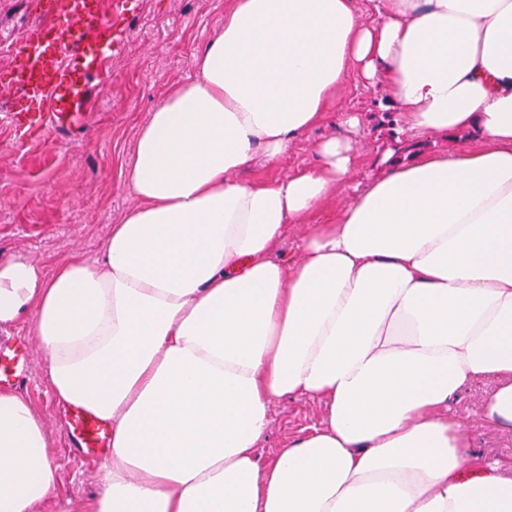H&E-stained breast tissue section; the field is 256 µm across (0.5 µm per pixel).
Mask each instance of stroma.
I'll list each match as a JSON object with an SVG mask.
<instances>
[{"mask_svg": "<svg viewBox=\"0 0 512 512\" xmlns=\"http://www.w3.org/2000/svg\"><path fill=\"white\" fill-rule=\"evenodd\" d=\"M226 0H131L123 20L125 45L113 56L99 86L98 110L83 142L52 145L18 142L0 120V260L21 254L44 271L73 252L90 261L110 225L133 204L120 172L130 160L138 128L154 102L191 74L193 53L221 27ZM41 0H0V38L19 36L36 24ZM382 88L367 86L348 73L337 107L359 113L361 133L351 182H364L381 152L394 138L410 141L400 113L387 108ZM8 347L27 346L28 381L22 394L43 417L51 439L60 440L54 456L64 488L42 512H88L99 486V459L79 454L65 442V408L59 405L44 373L45 355L34 346L27 321L5 332ZM480 387L464 390L454 408L474 425L476 451L490 458H512V433L479 426ZM321 407L304 399H288L273 409L270 428L258 450L267 461L274 450L317 424Z\"/></svg>", "mask_w": 512, "mask_h": 512, "instance_id": "stroma-1", "label": "stroma"}]
</instances>
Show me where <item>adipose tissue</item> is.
Returning a JSON list of instances; mask_svg holds the SVG:
<instances>
[{"label": "adipose tissue", "instance_id": "adipose-tissue-1", "mask_svg": "<svg viewBox=\"0 0 512 512\" xmlns=\"http://www.w3.org/2000/svg\"><path fill=\"white\" fill-rule=\"evenodd\" d=\"M228 0L193 75L139 127L134 204L99 260L0 261V328L26 319L56 400L112 427L89 512H512V462L451 411L512 430V0ZM359 69L418 139L351 185L358 120L319 163L252 183ZM345 195L329 224L311 218ZM307 225L296 259L277 252ZM318 426L259 465L281 399ZM44 422L0 391V512L63 484ZM482 388L480 386H474L464 390L458 397L457 402L454 405L456 413L466 423L470 425H476L478 423L477 415V403Z\"/></svg>", "mask_w": 512, "mask_h": 512}]
</instances>
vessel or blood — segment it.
Listing matches in <instances>:
<instances>
[{"instance_id": "b4317fda", "label": "vessel or blood", "mask_w": 512, "mask_h": 512, "mask_svg": "<svg viewBox=\"0 0 512 512\" xmlns=\"http://www.w3.org/2000/svg\"><path fill=\"white\" fill-rule=\"evenodd\" d=\"M128 3L112 0L105 13L96 0H63L60 7L44 9L39 24L8 44L23 63L0 87V96L40 106L36 112L7 110L18 139L87 138L86 116L98 100V83L108 73L109 58L124 46L115 21L125 16ZM67 429L75 448L91 455L99 454L108 437L105 425L79 407L73 408Z\"/></svg>"}]
</instances>
